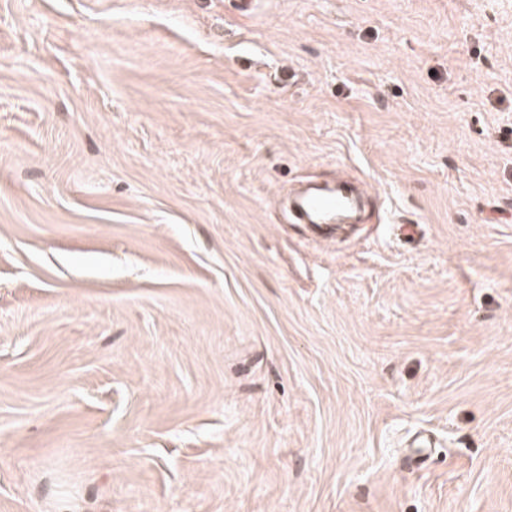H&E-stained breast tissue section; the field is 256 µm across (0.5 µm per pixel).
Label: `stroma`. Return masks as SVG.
Listing matches in <instances>:
<instances>
[{"instance_id":"35a3bbf8","label":"stroma","mask_w":512,"mask_h":512,"mask_svg":"<svg viewBox=\"0 0 512 512\" xmlns=\"http://www.w3.org/2000/svg\"><path fill=\"white\" fill-rule=\"evenodd\" d=\"M233 4L0 0V512H512V0ZM367 190L349 181L307 182L291 199L296 224H357L362 219Z\"/></svg>"}]
</instances>
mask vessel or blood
Listing matches in <instances>:
<instances>
[{"mask_svg":"<svg viewBox=\"0 0 512 512\" xmlns=\"http://www.w3.org/2000/svg\"><path fill=\"white\" fill-rule=\"evenodd\" d=\"M366 195L365 188L348 181L310 182L291 199L289 212L297 224H356Z\"/></svg>","mask_w":512,"mask_h":512,"instance_id":"1","label":"vessel or blood"}]
</instances>
